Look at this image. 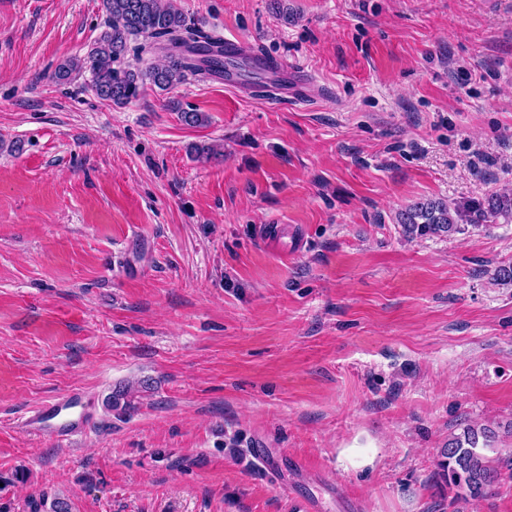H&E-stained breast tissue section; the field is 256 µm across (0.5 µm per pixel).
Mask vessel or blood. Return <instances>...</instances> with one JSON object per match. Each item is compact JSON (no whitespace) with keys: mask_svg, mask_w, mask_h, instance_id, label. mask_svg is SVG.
Instances as JSON below:
<instances>
[{"mask_svg":"<svg viewBox=\"0 0 512 512\" xmlns=\"http://www.w3.org/2000/svg\"><path fill=\"white\" fill-rule=\"evenodd\" d=\"M227 51L250 58L253 64L277 75L279 87L288 84V71L282 64L268 61L255 47L244 41H225ZM93 424L90 400L85 393L70 391L36 408L23 421L25 430L37 438L58 443H72L89 433Z\"/></svg>","mask_w":512,"mask_h":512,"instance_id":"b4317fda","label":"vessel or blood"}]
</instances>
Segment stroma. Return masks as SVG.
<instances>
[{"mask_svg":"<svg viewBox=\"0 0 512 512\" xmlns=\"http://www.w3.org/2000/svg\"><path fill=\"white\" fill-rule=\"evenodd\" d=\"M175 5L300 73L294 96L247 67L116 105L53 77L102 0H0V475L26 473L0 503L512 512V223L397 220L512 190V0ZM74 389L78 442L13 426ZM469 424L504 478L457 503L437 455ZM512 221V193H492L485 198L454 203L417 202L399 214L406 237L453 236L497 224L499 218Z\"/></svg>","mask_w":512,"mask_h":512,"instance_id":"1","label":"stroma"}]
</instances>
